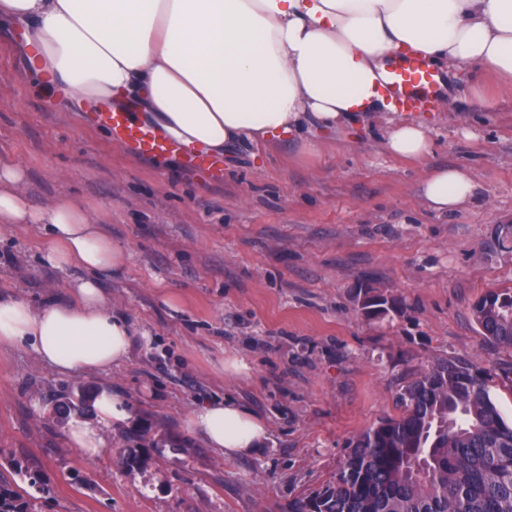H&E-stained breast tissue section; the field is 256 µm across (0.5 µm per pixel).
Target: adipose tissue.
<instances>
[{
	"label": "adipose tissue",
	"mask_w": 512,
	"mask_h": 512,
	"mask_svg": "<svg viewBox=\"0 0 512 512\" xmlns=\"http://www.w3.org/2000/svg\"><path fill=\"white\" fill-rule=\"evenodd\" d=\"M1 25L24 29L18 51L37 49L30 79L41 95L73 112L111 102L218 156L273 137L296 136L318 150L322 136L383 106L377 86L392 54L496 75L494 93L479 96L483 111L512 94V0H0ZM384 147L425 157L428 129L414 119L393 123ZM24 180L21 167L0 166V227L39 225L54 241L48 262L85 275L72 282L67 304L0 298V349L29 346L62 375L122 364L133 330L113 313L101 281L124 265V247L67 196L31 207ZM475 190L472 173L456 167L423 182L425 201L439 210L470 202ZM95 405L97 425L77 420L69 431L87 457L129 416L108 389ZM188 427L229 458L257 451L267 437L265 421L230 399L204 404Z\"/></svg>",
	"instance_id": "1"
}]
</instances>
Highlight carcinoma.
Returning a JSON list of instances; mask_svg holds the SVG:
<instances>
[{
    "mask_svg": "<svg viewBox=\"0 0 512 512\" xmlns=\"http://www.w3.org/2000/svg\"><path fill=\"white\" fill-rule=\"evenodd\" d=\"M480 334L512 348V289L490 290L472 307ZM62 419L82 413L86 389L65 396ZM401 413L356 435L336 478L288 505V512H512V425L492 400L487 373L457 356L432 362L404 381ZM126 453L139 467L146 449ZM38 497L0 475V512H37Z\"/></svg>",
    "mask_w": 512,
    "mask_h": 512,
    "instance_id": "cac0c4a2",
    "label": "carcinoma"
}]
</instances>
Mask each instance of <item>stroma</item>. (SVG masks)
Listing matches in <instances>:
<instances>
[{"label":"stroma","mask_w":512,"mask_h":512,"mask_svg":"<svg viewBox=\"0 0 512 512\" xmlns=\"http://www.w3.org/2000/svg\"><path fill=\"white\" fill-rule=\"evenodd\" d=\"M17 39L0 31V165L23 169L32 206L69 196L124 246L103 290L151 343L121 366L67 377L28 347L0 351V473L24 487L38 471L39 512H288L335 479L351 437L399 415L404 377L440 356L485 369L512 423V348L489 342L472 316L487 291L512 288V237L492 245L512 219V95L481 111L462 67L414 114L429 129L424 158L385 150L384 129L402 117L386 109L314 154L288 139L231 145L215 181L175 158H132L81 113L53 107L24 79L33 60L13 50ZM447 166L478 184L464 209L422 198L428 171ZM51 246L32 224L0 232L1 298L69 300L83 271L49 264ZM366 285L395 310L362 315L355 292ZM232 354L247 371L225 372ZM93 386L119 391L132 419L89 458L50 407ZM227 397L266 421L257 453L223 457L188 429L194 410ZM144 427L183 447L157 446L126 470L117 457Z\"/></svg>","instance_id":"1"}]
</instances>
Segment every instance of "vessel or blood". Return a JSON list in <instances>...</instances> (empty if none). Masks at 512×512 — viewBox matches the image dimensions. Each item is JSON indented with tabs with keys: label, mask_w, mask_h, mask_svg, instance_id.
Wrapping results in <instances>:
<instances>
[{
	"label": "vessel or blood",
	"mask_w": 512,
	"mask_h": 512,
	"mask_svg": "<svg viewBox=\"0 0 512 512\" xmlns=\"http://www.w3.org/2000/svg\"><path fill=\"white\" fill-rule=\"evenodd\" d=\"M440 85L439 72L424 57L402 54L388 62L378 90L392 108L415 111L436 98ZM85 118L131 156L154 160L176 157L189 169L216 178L224 175L222 158L184 148L154 126L131 123L126 112L105 108L86 113Z\"/></svg>",
	"instance_id": "b4317fda"
}]
</instances>
